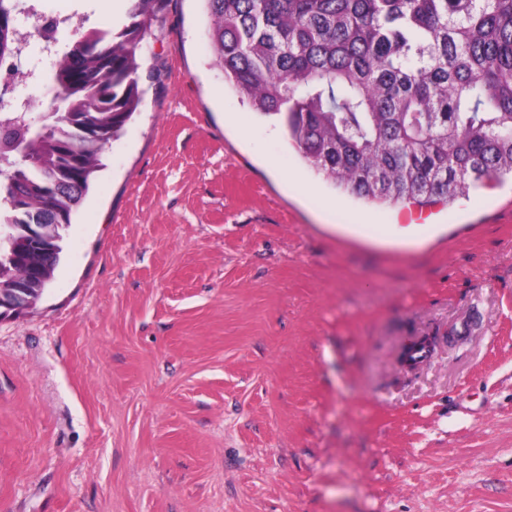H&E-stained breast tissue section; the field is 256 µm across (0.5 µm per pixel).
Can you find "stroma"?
<instances>
[{
    "instance_id": "1",
    "label": "stroma",
    "mask_w": 512,
    "mask_h": 512,
    "mask_svg": "<svg viewBox=\"0 0 512 512\" xmlns=\"http://www.w3.org/2000/svg\"><path fill=\"white\" fill-rule=\"evenodd\" d=\"M143 52L53 281L0 320V512H512V181L373 244L406 206L242 101L202 0ZM414 225L416 224H393V228H384L381 233L377 235H369L367 239H375L374 241L376 243H408L412 241H423L424 239L415 237L419 231L414 228Z\"/></svg>"
}]
</instances>
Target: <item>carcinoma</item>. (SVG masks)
<instances>
[{
  "mask_svg": "<svg viewBox=\"0 0 512 512\" xmlns=\"http://www.w3.org/2000/svg\"><path fill=\"white\" fill-rule=\"evenodd\" d=\"M156 0L73 33L42 112L0 126V287L30 275L14 224H72L143 97ZM213 65L343 192L420 206L512 177V0H202ZM19 0H0V65Z\"/></svg>",
  "mask_w": 512,
  "mask_h": 512,
  "instance_id": "cac0c4a2",
  "label": "carcinoma"
}]
</instances>
